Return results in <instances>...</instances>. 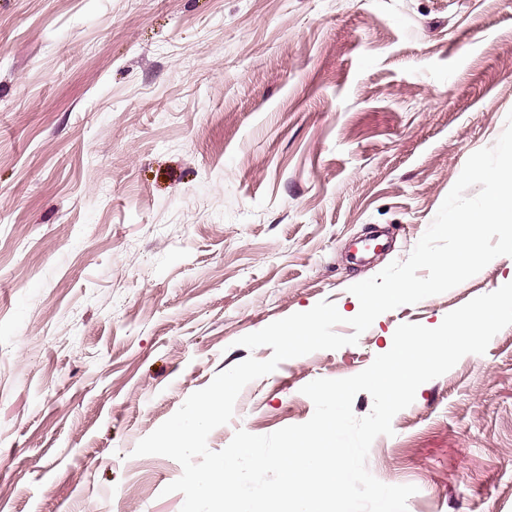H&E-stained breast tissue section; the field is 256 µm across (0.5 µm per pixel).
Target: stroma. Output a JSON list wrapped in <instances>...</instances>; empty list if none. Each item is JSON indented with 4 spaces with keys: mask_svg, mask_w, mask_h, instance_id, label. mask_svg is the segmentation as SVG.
I'll return each instance as SVG.
<instances>
[{
    "mask_svg": "<svg viewBox=\"0 0 512 512\" xmlns=\"http://www.w3.org/2000/svg\"><path fill=\"white\" fill-rule=\"evenodd\" d=\"M512 112V0H0V512H181L137 443L238 338L403 261ZM512 278L500 256L247 384L237 430ZM370 473L408 512H512V326L422 384Z\"/></svg>",
    "mask_w": 512,
    "mask_h": 512,
    "instance_id": "stroma-1",
    "label": "stroma"
}]
</instances>
